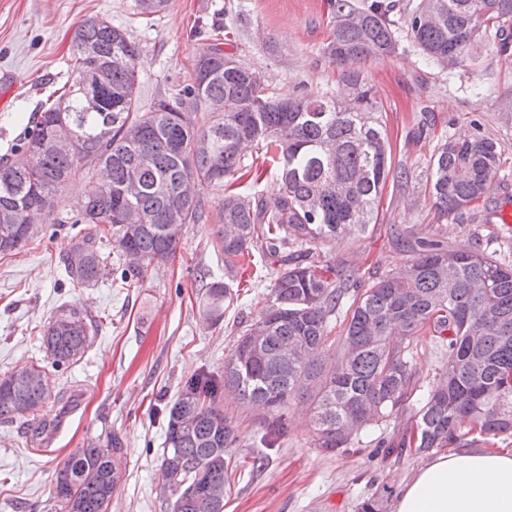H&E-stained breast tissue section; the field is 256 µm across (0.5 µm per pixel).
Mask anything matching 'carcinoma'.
I'll return each mask as SVG.
<instances>
[{
	"instance_id": "cac0c4a2",
	"label": "carcinoma",
	"mask_w": 512,
	"mask_h": 512,
	"mask_svg": "<svg viewBox=\"0 0 512 512\" xmlns=\"http://www.w3.org/2000/svg\"><path fill=\"white\" fill-rule=\"evenodd\" d=\"M330 3L333 25L322 52L340 68L347 96H277L265 76L218 42L196 56L191 82L146 111L136 98L138 47L108 20L90 18L72 35V91L47 99L18 157L0 163V255L35 238L30 215H53L71 178L106 173L74 220L96 231L71 240L59 263L72 285L95 281L108 233L120 284L129 288L176 254L185 225L206 220L200 200L187 197L196 183L220 185L236 175L249 144L279 173L270 202L230 189L218 203L224 269L231 273L253 256L257 241L275 267L259 318L224 359V372L187 378L169 409L161 473L174 512H224L236 441L221 405L224 391L269 414L260 437L266 448L288 433L281 413L288 400L308 394L317 447L334 452L420 394L413 343L423 330L448 348L447 365L423 394L410 436L379 440L381 453L450 445L462 451L478 436L512 434V265L475 243L451 248L443 237L411 231L400 239L409 260L363 289L352 271L324 277L306 250L367 232L387 181L403 179L360 64L396 54L400 27L432 66L451 71L475 61L483 38L500 36L512 21V0H420L399 27L386 0ZM168 4L136 0L146 19ZM90 89L100 98L94 112L84 104ZM64 137L78 149L58 148ZM502 161L497 142L481 134L444 142L429 180L439 214L469 212ZM229 300L226 283H211L205 316L219 320ZM344 308V327L333 338L332 319ZM60 315L68 322L54 317L42 331L58 367L80 360L93 335L81 312ZM43 369L36 361L0 378V423L35 418L54 404ZM121 459V442L110 434L71 454L56 473L59 512H108ZM384 501L375 493L358 512H386Z\"/></svg>"
}]
</instances>
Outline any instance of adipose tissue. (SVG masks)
I'll return each mask as SVG.
<instances>
[{
  "label": "adipose tissue",
  "mask_w": 512,
  "mask_h": 512,
  "mask_svg": "<svg viewBox=\"0 0 512 512\" xmlns=\"http://www.w3.org/2000/svg\"><path fill=\"white\" fill-rule=\"evenodd\" d=\"M395 512H512V452L437 456L405 486Z\"/></svg>",
  "instance_id": "1"
}]
</instances>
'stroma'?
Wrapping results in <instances>:
<instances>
[{
	"label": "stroma",
	"mask_w": 512,
	"mask_h": 512,
	"mask_svg": "<svg viewBox=\"0 0 512 512\" xmlns=\"http://www.w3.org/2000/svg\"><path fill=\"white\" fill-rule=\"evenodd\" d=\"M96 16L138 46V99L146 109L188 80L207 45L203 32L216 27L224 51L264 73L278 95L339 90L335 65L319 53L331 27L329 0H170L150 20L138 15L135 0H0V77L15 83L12 97L0 105V161L12 158L48 94L70 80L72 33ZM401 45L402 53L367 62L364 70L394 162L408 180L386 185L366 234L318 247L315 261L330 279L341 269L363 279L384 273L405 261L393 234L411 226L422 236H443L452 247L479 243L511 264L512 223L502 222L500 212L512 208V51L487 45L479 65L448 73L426 64L409 38ZM476 130L498 143L505 160L485 195L491 208L462 221L440 217L426 185L431 159L448 138ZM95 185L86 175L73 178L57 194L59 225L37 219L34 241L0 255V377L44 359L40 332L60 308L80 310L95 328L79 361L46 369L50 387L64 399L48 411L51 425L40 439L32 437L34 423L0 424V512H57V470L90 438L108 432L124 448L123 479L109 512H172L174 498L161 475L165 410L191 375L223 371L269 291V279L255 271H225L216 247L224 189L208 183L196 190L207 223L185 225L176 254L149 268L138 287H119V271L108 267L91 285L70 287L58 255L77 233L93 232V225L71 219L79 210V188ZM217 280L229 284L234 300L213 322L202 305ZM222 404L237 435L231 453L239 464L224 512H356L381 489L399 496L430 460L410 450L386 459L374 454L378 439L409 433L415 401L335 453L315 446L308 396L287 404L290 431L272 448L256 440L262 411L229 392Z\"/></svg>",
	"instance_id": "35a3bbf8"
}]
</instances>
